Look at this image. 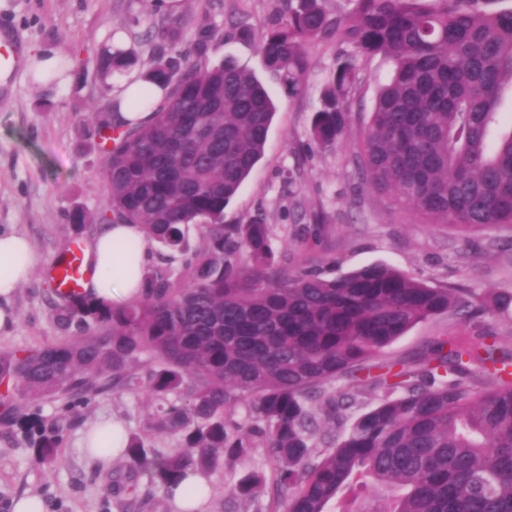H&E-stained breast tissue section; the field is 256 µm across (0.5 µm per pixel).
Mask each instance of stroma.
Instances as JSON below:
<instances>
[{
    "instance_id": "1",
    "label": "stroma",
    "mask_w": 512,
    "mask_h": 512,
    "mask_svg": "<svg viewBox=\"0 0 512 512\" xmlns=\"http://www.w3.org/2000/svg\"><path fill=\"white\" fill-rule=\"evenodd\" d=\"M279 8V0H212L211 19L223 29L224 39L212 51L211 63L231 59L263 77L277 104L265 155L225 208V223L244 224L264 212L275 248L287 253L294 268L318 267L336 275L383 263L435 287L465 288L481 297L512 293V228L459 232L423 224L361 183L352 162V140L368 125L376 91L389 76L381 57L360 62L359 80L350 93L349 141L309 150L320 94L345 48L333 41L312 43L301 91L266 76L258 46ZM135 16L147 24L161 18L150 0H5L0 7V35L18 48L57 55L69 76L64 84L45 87L19 68L9 75L8 87L0 86V228L26 236L40 258L12 299L18 323L11 334L0 335V350L57 339L56 283L49 268L62 246L80 233L71 221L74 211L88 216L80 233L84 238L105 225V156L82 108L91 102L98 113L111 109V93L119 83L102 79L99 53ZM236 21L249 23L248 39L233 30ZM478 325L512 336V307L489 308L474 323L450 313L437 315L416 324L379 357L410 358L437 337ZM154 411V404L130 391L98 397L67 431L63 462L57 466L34 459L24 429L0 428V512H10L13 499L22 495L40 497L47 512H108L99 471L120 475L127 462L101 463L82 448L81 439L91 426L112 420L152 447H179L178 436L149 431ZM256 468L273 473L268 449L257 448L233 463L220 459L209 476L212 491L203 512H242L224 487Z\"/></svg>"
}]
</instances>
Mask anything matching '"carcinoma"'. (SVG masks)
Listing matches in <instances>:
<instances>
[{
	"label": "carcinoma",
	"mask_w": 512,
	"mask_h": 512,
	"mask_svg": "<svg viewBox=\"0 0 512 512\" xmlns=\"http://www.w3.org/2000/svg\"><path fill=\"white\" fill-rule=\"evenodd\" d=\"M355 15L331 14L321 0H282L258 51L268 73L297 91L310 43L352 47L337 58L316 111L311 142L347 134L348 96L359 60L391 66L371 119L353 150L361 180L427 224L472 230L512 224V130L489 141L503 90L512 87V9L490 0H358ZM209 11L166 15L145 32L150 65L132 47L104 51V77L134 76L163 92L147 122L127 128L97 117L107 146L105 203L112 221L139 224L158 246L139 295L111 307L81 293H57L48 344L0 352V424L23 427L34 455L62 462L65 433L80 409L127 390L157 404L151 428L178 434L168 453L125 436L129 464L108 494L135 505L136 473L167 492L206 476L220 457L235 461L263 442L276 461L273 486L285 512H358L360 494L385 489L382 512H512V350L489 329L431 341L411 360L372 363L416 324L449 309L471 320L475 294L430 287L384 264L329 277L290 269L274 251L264 213L224 223V209L262 158L276 107L257 76L231 60L203 66L220 38ZM187 52L171 55L184 40ZM190 152L174 141L194 129ZM201 229L190 248V228ZM183 271L175 273L176 255ZM382 392L335 439L314 442L317 416L333 423L354 403L323 387L337 376ZM252 397L250 421L227 428L224 409ZM52 403L46 418L31 403ZM254 471L224 493L244 512L268 493Z\"/></svg>",
	"instance_id": "obj_1"
}]
</instances>
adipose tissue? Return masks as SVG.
Masks as SVG:
<instances>
[{
    "label": "adipose tissue",
    "mask_w": 512,
    "mask_h": 512,
    "mask_svg": "<svg viewBox=\"0 0 512 512\" xmlns=\"http://www.w3.org/2000/svg\"><path fill=\"white\" fill-rule=\"evenodd\" d=\"M134 245L131 253L121 252V243ZM86 261L92 267L83 290L92 300L113 307L123 306L138 294L139 282L151 260V243L137 224H110L86 244ZM39 265L30 242L11 230L0 231V334H9L16 317L12 298Z\"/></svg>",
    "instance_id": "adipose-tissue-1"
}]
</instances>
